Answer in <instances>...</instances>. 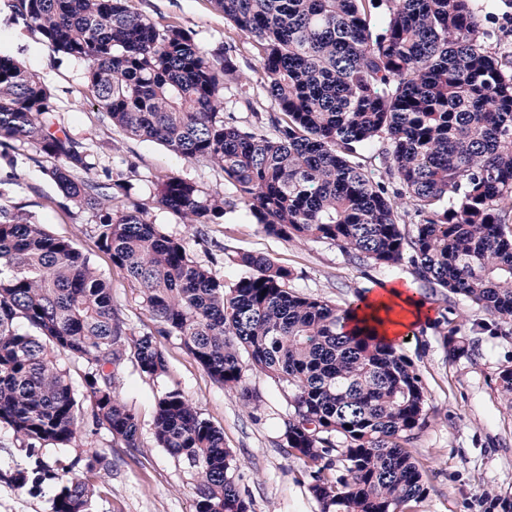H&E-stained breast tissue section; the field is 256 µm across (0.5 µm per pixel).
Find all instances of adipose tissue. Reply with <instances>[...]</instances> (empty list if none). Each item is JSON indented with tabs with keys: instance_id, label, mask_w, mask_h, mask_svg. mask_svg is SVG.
<instances>
[{
	"instance_id": "1",
	"label": "adipose tissue",
	"mask_w": 512,
	"mask_h": 512,
	"mask_svg": "<svg viewBox=\"0 0 512 512\" xmlns=\"http://www.w3.org/2000/svg\"><path fill=\"white\" fill-rule=\"evenodd\" d=\"M430 312V307L416 297L412 288L386 286L364 298L360 314L372 319L380 336L393 340L427 320Z\"/></svg>"
}]
</instances>
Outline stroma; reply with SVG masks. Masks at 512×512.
<instances>
[{
    "label": "stroma",
    "mask_w": 512,
    "mask_h": 512,
    "mask_svg": "<svg viewBox=\"0 0 512 512\" xmlns=\"http://www.w3.org/2000/svg\"><path fill=\"white\" fill-rule=\"evenodd\" d=\"M129 5L156 22L180 24L206 47L232 46L241 81L228 85L224 102L241 126H254L256 114L277 112L251 45L210 0H129ZM0 54L13 57L49 88L57 121L83 143L99 174L130 180L133 196L150 204L152 221L168 236L182 240L190 256L225 284L234 283L242 272L235 262L240 253L271 259L291 271L288 286L293 291L339 307L384 286L414 283L413 270L406 264L359 266L334 244L288 242L267 235L240 206L227 213L223 223L205 226L184 223L176 214L153 206L158 183L173 174L229 200L234 191L220 169L185 161L160 142L129 138L113 129L87 98L86 62L54 53L14 16L11 0H0ZM51 165L36 144L8 150L0 156V203L21 207L51 234L89 256L108 282L112 304L129 334L152 328L138 284L96 248L91 214L78 212L63 198L45 173ZM417 295L430 306V318L402 344L422 376L430 408L428 425L411 450L426 488L415 512H501L492 497H512V397L501 392L498 376L512 367V335L497 332L498 317L461 296L424 287ZM450 321L468 327L483 324L482 333L474 337L476 358L449 357L442 336ZM159 342L167 362L163 376L142 374L129 355L116 383L121 400L138 420L139 451L129 453L106 428L85 420L70 445L35 450L21 447L9 429L0 427V512H52L60 482L85 475L95 486L90 512H194L195 469L159 448L153 435L156 403L172 390L192 400L223 431L224 445L237 463L236 481L251 512H319L305 465L281 446L289 405L280 386L264 372L244 365L242 384L260 401L259 410H252L210 378L180 337L163 336ZM98 454L108 457L109 467L87 473V462ZM40 462L50 466L53 479L39 486L15 484L16 471L32 470Z\"/></svg>",
    "instance_id": "stroma-1"
}]
</instances>
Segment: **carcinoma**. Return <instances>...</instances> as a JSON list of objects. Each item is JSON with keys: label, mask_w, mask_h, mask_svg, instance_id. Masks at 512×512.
Segmentation results:
<instances>
[{"label": "carcinoma", "mask_w": 512, "mask_h": 512, "mask_svg": "<svg viewBox=\"0 0 512 512\" xmlns=\"http://www.w3.org/2000/svg\"><path fill=\"white\" fill-rule=\"evenodd\" d=\"M129 0H13L57 54L88 64L85 87L112 126L224 172L268 235L341 248L355 264H409L429 288L461 295L512 325V52L488 42L476 0H211L249 40L279 114L275 131L224 116L240 81L229 49L134 12ZM35 142L64 198L94 218L97 249L141 290L155 327L136 338L106 281L73 244L0 203V425L31 450L66 446L79 421L140 448L114 396L127 350L159 377L157 337L176 335L248 405L242 356L288 393L282 446L303 461L320 512H414L424 492L409 447L427 426L422 379L401 346L364 325L362 299L337 307L288 288L291 273L242 253L232 285L164 235L119 179L92 176L82 144L55 121L51 93L0 55V148ZM381 158L376 174L365 153ZM83 176L78 177L76 173ZM122 196L120 210L112 200ZM234 201V202H236ZM234 202L171 175L155 204L188 224H218ZM411 208L414 229L399 223ZM452 357L474 354L453 325ZM83 365L84 409L57 356ZM159 447L198 475L195 512H249L224 434L179 391L157 402ZM73 479L52 512H89Z\"/></svg>", "instance_id": "cac0c4a2"}]
</instances>
